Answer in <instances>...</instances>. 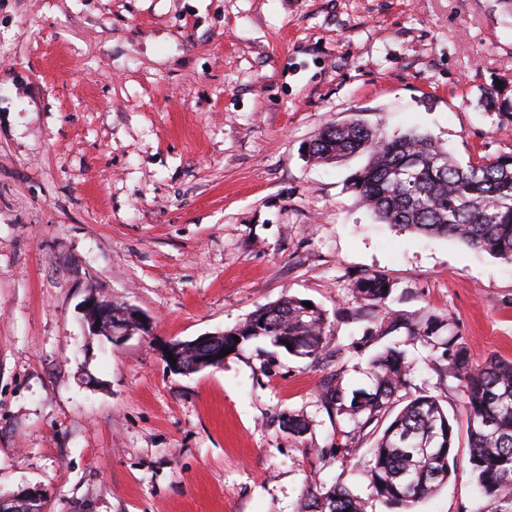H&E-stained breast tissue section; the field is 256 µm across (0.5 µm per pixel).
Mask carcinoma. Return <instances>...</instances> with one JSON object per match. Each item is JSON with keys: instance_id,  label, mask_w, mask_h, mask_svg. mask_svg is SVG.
<instances>
[{"instance_id": "cac0c4a2", "label": "carcinoma", "mask_w": 512, "mask_h": 512, "mask_svg": "<svg viewBox=\"0 0 512 512\" xmlns=\"http://www.w3.org/2000/svg\"><path fill=\"white\" fill-rule=\"evenodd\" d=\"M311 156L339 162L356 153L368 155L352 178L360 200L383 224L431 237H451L473 250L512 263V157L463 166L429 134L410 129L391 137L360 120L325 127L309 144ZM409 170L398 182L394 174ZM356 301L374 314L368 336H411L438 353L441 378L456 382L467 416L472 475L481 504L474 512H512V361L490 358L476 363L449 318L413 319L387 309L390 281L379 274L351 283ZM239 340H234V337ZM268 338L288 354L318 358L329 344L324 309L286 297L258 309L222 334L224 350ZM413 366L400 344L383 347L368 361L371 389L346 393L341 384L322 393L336 403V416L348 417L352 431L376 430L398 393L411 387ZM455 429L437 395H418L389 422L378 438L368 469L373 495L386 504L413 512L455 472L450 459ZM311 512H365L361 498L343 485L307 491Z\"/></svg>"}]
</instances>
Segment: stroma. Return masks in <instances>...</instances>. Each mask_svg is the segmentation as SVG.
<instances>
[{"instance_id": "35a3bbf8", "label": "stroma", "mask_w": 512, "mask_h": 512, "mask_svg": "<svg viewBox=\"0 0 512 512\" xmlns=\"http://www.w3.org/2000/svg\"><path fill=\"white\" fill-rule=\"evenodd\" d=\"M418 129L460 164L512 157V15L500 0H0V496L41 512H302L348 486L366 512L374 436L340 446L325 385L367 386L373 321L448 317L472 357L512 361V264L378 223L367 162L307 150L352 118ZM153 321L89 335L88 290ZM293 296L327 312L330 357L257 341L170 372L171 341ZM413 394L466 413L402 338ZM304 418L301 434L284 416ZM414 512H472L469 450Z\"/></svg>"}]
</instances>
